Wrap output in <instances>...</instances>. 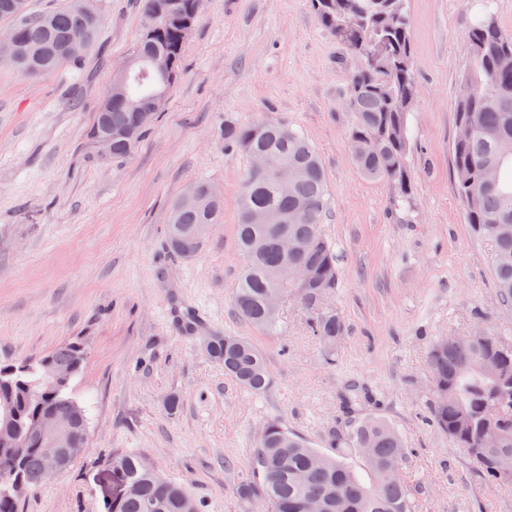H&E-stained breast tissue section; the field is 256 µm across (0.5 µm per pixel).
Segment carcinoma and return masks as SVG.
Masks as SVG:
<instances>
[{
	"label": "carcinoma",
	"mask_w": 512,
	"mask_h": 512,
	"mask_svg": "<svg viewBox=\"0 0 512 512\" xmlns=\"http://www.w3.org/2000/svg\"><path fill=\"white\" fill-rule=\"evenodd\" d=\"M152 0H145L143 27L149 38H140L127 62V92L121 99L104 98L92 128L112 131V158L131 155L145 136L148 126L139 121L140 108L155 102L174 84L160 70L170 59L178 68L184 51L180 29L151 13ZM322 24L352 54L364 59L353 72L348 91L354 122L350 132L353 164L367 179L394 185L395 204L409 207L412 186L407 169L408 139L398 135L407 125L412 101L415 69L406 8L400 0H311ZM11 21L17 46L25 59L15 67L26 73L51 71L79 57L67 55L71 34L84 29L94 38L98 21L96 0H68L60 8L36 16L26 14V0H0V21ZM469 57L461 81L473 89L474 101L455 103L457 119H467L472 138L453 145L456 190L465 210L466 222L494 244L491 264L500 296L512 300V158H495L496 140L512 137V66L498 64L502 40L512 42L492 12H487L468 31ZM133 129L130 139L121 131ZM224 146L246 155L267 153L297 172L291 190L278 189L275 172L249 170L243 183L240 218L236 233L245 258V271L235 292V311L251 326L275 333L278 312L267 304L274 291L295 296L313 316L310 327L323 344L326 359L335 360L336 341L344 331L343 320L334 310L321 307L320 297L332 292L338 280L336 251L320 232L319 224L327 206V181L320 158L307 138L283 124L257 122L224 125ZM496 163L498 180L488 187L479 175L480 167ZM202 195L197 207L182 208L173 202L167 221L170 251L181 257L194 255L201 246L196 228L218 224L223 219L220 198L207 195L209 184L196 183ZM259 211L293 217H307L288 224H255ZM307 242L305 250L286 255L280 244L283 231ZM299 265L310 275L303 286L280 276L286 265ZM468 341L450 337L431 345L429 361L435 373L428 404L432 425L448 434L459 448H481L476 460L481 473L497 485L498 464L512 465V346L502 350L500 337ZM204 348L214 361L224 365V375L254 395L265 393L272 377L261 351L240 336H209ZM85 348L74 340L60 345L41 359L26 364L27 370L6 373L9 364L0 362V474L11 473L29 487L43 483L46 468L44 445L24 441L26 432L38 419L56 414L69 421L72 439L82 440L88 427V410L66 389H54L45 382L49 371L65 372L83 364ZM499 365L496 375L483 372L488 356ZM371 399L365 388L350 384L343 395L351 407ZM486 433L498 436L493 448L483 447ZM374 449L365 458L359 449ZM335 454L311 448L282 425L267 423V433L253 456L254 480L237 486L238 496L247 502L264 496L270 512H307L308 503L318 499L324 512H414V497L408 483L392 475L395 464L405 467L408 448L396 429L383 417L369 414L352 430L330 441ZM112 485H123L104 503L105 512H199L197 502L180 486L165 480L133 454L112 459ZM0 512H19V500L11 487L0 480Z\"/></svg>",
	"instance_id": "obj_1"
}]
</instances>
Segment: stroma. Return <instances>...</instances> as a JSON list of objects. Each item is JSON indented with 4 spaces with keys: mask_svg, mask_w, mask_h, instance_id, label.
<instances>
[{
    "mask_svg": "<svg viewBox=\"0 0 512 512\" xmlns=\"http://www.w3.org/2000/svg\"><path fill=\"white\" fill-rule=\"evenodd\" d=\"M482 0H406L417 94L408 122L409 210L395 189L351 160L343 100L357 61L310 0H202L179 76L134 152L98 156L89 130L142 33L144 0H100L82 61L28 75L0 66V361L35 359L86 342L72 396L89 407V434L66 470L20 500V512H104V475L133 453L201 500L204 512H268L235 488L253 478L263 426L278 422L328 451L333 433L380 411L412 450L405 478L416 512H512V490L426 420L430 345L492 334L512 343V301L491 272L490 240L464 219L452 168L455 99L467 33ZM281 122L316 148L329 202L320 230L336 249L338 284L324 307L341 314L335 364L294 298L268 334L241 320L236 242L250 168L224 148V125ZM221 190L224 221L200 250L168 257L171 203L192 183ZM200 311L205 331L248 337L273 384L252 395L186 334L174 308ZM367 386L377 405L346 413L340 395ZM181 400L170 411V396Z\"/></svg>",
    "mask_w": 512,
    "mask_h": 512,
    "instance_id": "stroma-1",
    "label": "stroma"
}]
</instances>
